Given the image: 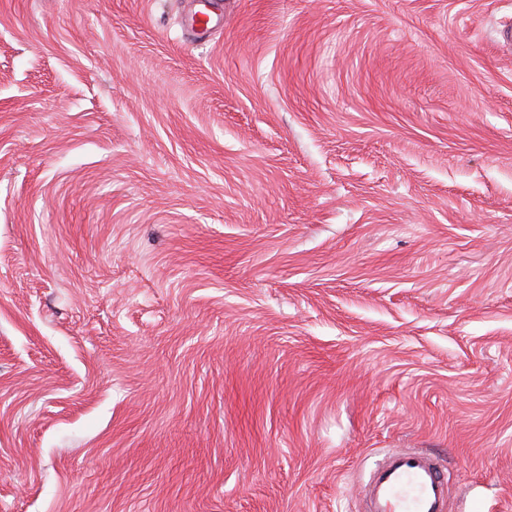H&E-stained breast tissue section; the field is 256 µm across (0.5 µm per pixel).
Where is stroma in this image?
Wrapping results in <instances>:
<instances>
[{"mask_svg": "<svg viewBox=\"0 0 512 512\" xmlns=\"http://www.w3.org/2000/svg\"><path fill=\"white\" fill-rule=\"evenodd\" d=\"M507 26L0 0V512H358L390 448L512 512Z\"/></svg>", "mask_w": 512, "mask_h": 512, "instance_id": "1", "label": "stroma"}]
</instances>
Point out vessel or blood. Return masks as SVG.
<instances>
[{
    "label": "vessel or blood",
    "instance_id": "obj_1",
    "mask_svg": "<svg viewBox=\"0 0 512 512\" xmlns=\"http://www.w3.org/2000/svg\"><path fill=\"white\" fill-rule=\"evenodd\" d=\"M445 461L417 448L387 452L364 483L362 512H448Z\"/></svg>",
    "mask_w": 512,
    "mask_h": 512
}]
</instances>
